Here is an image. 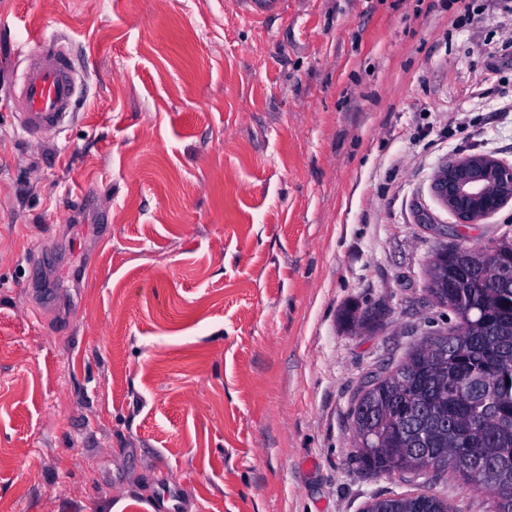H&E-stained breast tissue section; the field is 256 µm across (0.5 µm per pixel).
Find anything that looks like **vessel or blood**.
<instances>
[{"label": "vessel or blood", "instance_id": "obj_1", "mask_svg": "<svg viewBox=\"0 0 512 512\" xmlns=\"http://www.w3.org/2000/svg\"><path fill=\"white\" fill-rule=\"evenodd\" d=\"M34 45L19 99L21 125L38 137L66 126L79 73L70 53L56 39L40 38Z\"/></svg>", "mask_w": 512, "mask_h": 512}]
</instances>
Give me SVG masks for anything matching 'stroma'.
Returning <instances> with one entry per match:
<instances>
[{
    "mask_svg": "<svg viewBox=\"0 0 512 512\" xmlns=\"http://www.w3.org/2000/svg\"><path fill=\"white\" fill-rule=\"evenodd\" d=\"M284 2L0 0V512L412 492L357 469L349 407L453 323L432 252L512 239V203L463 226L431 189L461 153L512 164V0ZM30 37L81 69L40 139L18 117ZM99 212L103 241L69 221ZM352 305L377 328L346 327Z\"/></svg>",
    "mask_w": 512,
    "mask_h": 512,
    "instance_id": "stroma-1",
    "label": "stroma"
}]
</instances>
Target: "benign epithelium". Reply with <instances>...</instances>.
I'll return each mask as SVG.
<instances>
[{"mask_svg":"<svg viewBox=\"0 0 512 512\" xmlns=\"http://www.w3.org/2000/svg\"><path fill=\"white\" fill-rule=\"evenodd\" d=\"M432 191L456 223L477 224L512 201V164L491 154H463L435 172Z\"/></svg>","mask_w":512,"mask_h":512,"instance_id":"1","label":"benign epithelium"}]
</instances>
